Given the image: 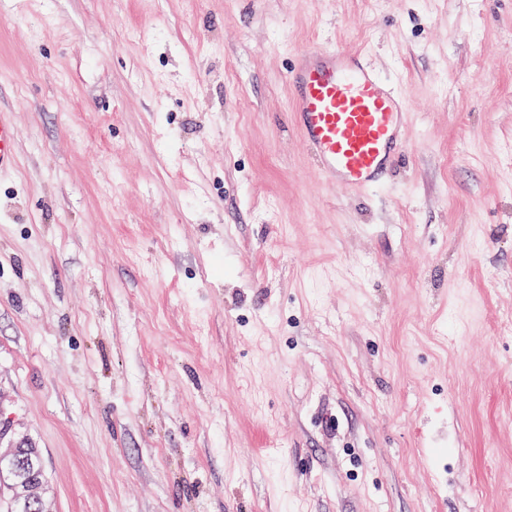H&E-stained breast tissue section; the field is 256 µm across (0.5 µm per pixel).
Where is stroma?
<instances>
[{
    "label": "stroma",
    "instance_id": "35a3bbf8",
    "mask_svg": "<svg viewBox=\"0 0 512 512\" xmlns=\"http://www.w3.org/2000/svg\"><path fill=\"white\" fill-rule=\"evenodd\" d=\"M0 411L51 512H512V0H20ZM408 96L377 189L301 52ZM286 77L295 127L322 178L344 192L377 187L407 146L406 92L346 49L301 53Z\"/></svg>",
    "mask_w": 512,
    "mask_h": 512
}]
</instances>
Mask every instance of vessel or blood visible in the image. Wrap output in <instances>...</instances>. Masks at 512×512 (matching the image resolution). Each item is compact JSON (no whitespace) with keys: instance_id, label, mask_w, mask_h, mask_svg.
<instances>
[{"instance_id":"b4317fda","label":"vessel or blood","mask_w":512,"mask_h":512,"mask_svg":"<svg viewBox=\"0 0 512 512\" xmlns=\"http://www.w3.org/2000/svg\"><path fill=\"white\" fill-rule=\"evenodd\" d=\"M294 124L319 174L344 192L377 187L407 146L406 93L346 49L297 55L287 72ZM16 136L0 113V172L16 165Z\"/></svg>"}]
</instances>
